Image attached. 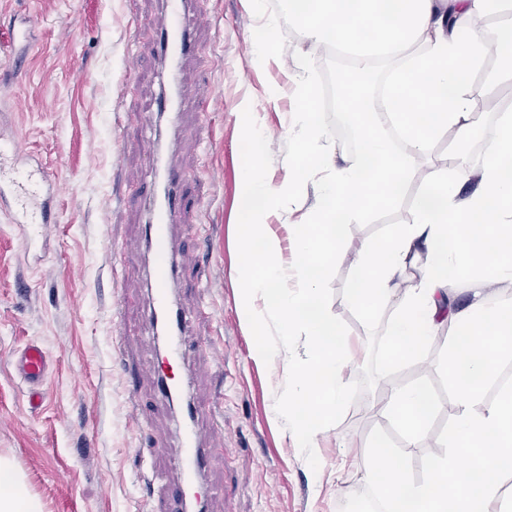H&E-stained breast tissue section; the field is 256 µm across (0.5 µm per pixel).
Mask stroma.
<instances>
[{"label": "stroma", "instance_id": "35a3bbf8", "mask_svg": "<svg viewBox=\"0 0 512 512\" xmlns=\"http://www.w3.org/2000/svg\"><path fill=\"white\" fill-rule=\"evenodd\" d=\"M167 6L168 0H0V138L18 139L29 163L50 168L63 183L58 221L42 229L44 261L28 256L9 213L0 210V456L13 460L21 493L41 512H172L180 415L148 376L161 343L150 318L154 260L143 187L160 158L183 172L188 197L201 202L175 227L171 298L194 314L185 340L197 422L208 429L223 420L230 455L204 478L207 512H356L371 499L359 468L364 445L385 439L417 479L426 461L449 446L456 405L442 369L447 325L422 359L390 363L383 357L388 313L365 317L349 296L359 245L414 222L415 199L443 168L455 138L445 134L431 147L420 177L396 201L342 230L322 288L358 355L344 373L346 401L317 447H296L271 420L273 399L288 386L252 358L234 276L232 226L249 154L241 110L250 107L266 131L265 176L279 184L300 142L289 74L307 54L315 85H330L344 61L323 50L308 53L288 25L269 59L257 63L253 0H193L191 11L203 14L199 50L173 72L155 39ZM17 16L29 19L35 43L15 79L9 40ZM174 77L188 94L187 108L173 119L140 123ZM322 119L336 164L344 166L358 150V134L342 112ZM313 205L307 186L270 216L283 249L291 247L290 224ZM30 342L52 361L35 409L26 383L10 371L15 353ZM415 383L431 391L434 410L408 450L377 408L394 387ZM141 448L153 456L140 459Z\"/></svg>", "mask_w": 512, "mask_h": 512}]
</instances>
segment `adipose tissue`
<instances>
[{"label": "adipose tissue", "instance_id": "obj_1", "mask_svg": "<svg viewBox=\"0 0 512 512\" xmlns=\"http://www.w3.org/2000/svg\"><path fill=\"white\" fill-rule=\"evenodd\" d=\"M512 12V0H287L277 15L263 16L257 30L258 59L279 43L283 25H295L303 42L330 44L349 59V71L367 74L380 60L397 63L387 72L384 107L342 103L362 141L344 166L325 137L306 72L290 75L296 94L295 122L307 166L298 179L272 185L263 171L265 142L251 119L243 130L255 145L240 194L235 227L244 259L235 275L243 287L241 314L254 336L256 363L280 371L288 398L277 401L275 423L288 427L294 443L317 445L322 423L344 404L342 372L354 356L346 335L328 312L316 254L335 253L341 229L401 191L436 134L454 131L459 144L478 134V100L471 80L488 51L512 74V25L488 43L481 20L490 12ZM419 52H409V45ZM466 156L437 171L416 200L414 223L361 245L351 304L364 312L390 309L388 358L417 357L437 337V319L449 312L454 330L444 363L455 392L452 445L430 459L423 480L409 479L399 457L383 445L362 450L363 479L384 512H490L501 502V486L489 473L512 475V385L498 384L501 361L512 357V300L492 288L512 283V114H501L483 143L476 170L479 188L459 198L457 175ZM315 186L307 220L293 225V259L265 216L297 184ZM422 275L401 290L397 281L411 266ZM470 275L471 305L447 311L452 280ZM305 334L306 352L296 357L292 338ZM496 397H488L490 387ZM431 395L420 385L392 390L386 412L414 446L427 419Z\"/></svg>", "mask_w": 512, "mask_h": 512}]
</instances>
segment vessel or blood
I'll return each mask as SVG.
<instances>
[{
	"instance_id": "obj_1",
	"label": "vessel or blood",
	"mask_w": 512,
	"mask_h": 512,
	"mask_svg": "<svg viewBox=\"0 0 512 512\" xmlns=\"http://www.w3.org/2000/svg\"><path fill=\"white\" fill-rule=\"evenodd\" d=\"M188 0H170L168 17L157 33L158 44L171 63L190 56L196 49L192 25L187 19ZM15 64H22L34 46L31 30L25 21L12 27ZM183 175L175 167L157 171L149 186L154 220L147 227V235L155 255L156 289L155 313L165 316L173 336L158 360L155 383L165 397L184 394L191 373L185 365L186 344L182 330L186 320L183 312L175 310L169 301L168 284L174 274V238L172 228L189 210L188 202L180 195ZM59 184L45 166H31L23 160L18 142L0 145V210L11 215L21 230L28 231L38 224L56 223L55 199ZM14 372L32 391H41L50 373V357L39 344L30 343L20 349L12 361ZM181 451L177 467L181 474L178 495L190 500L202 493V474L216 460L215 449L205 447L203 434L195 421H188L180 431Z\"/></svg>"
}]
</instances>
